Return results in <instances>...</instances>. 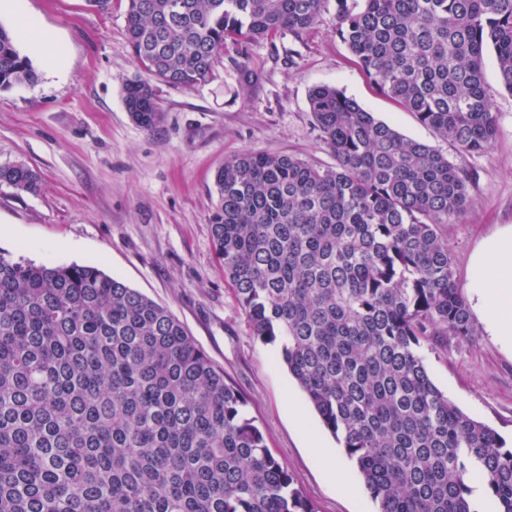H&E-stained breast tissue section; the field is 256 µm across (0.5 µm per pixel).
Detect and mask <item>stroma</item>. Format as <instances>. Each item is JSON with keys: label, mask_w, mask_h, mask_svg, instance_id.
I'll use <instances>...</instances> for the list:
<instances>
[{"label": "stroma", "mask_w": 512, "mask_h": 512, "mask_svg": "<svg viewBox=\"0 0 512 512\" xmlns=\"http://www.w3.org/2000/svg\"><path fill=\"white\" fill-rule=\"evenodd\" d=\"M26 7L64 46L66 72L53 76L37 59L35 84L0 90V166L22 162L41 178L36 194L0 184V253L36 264L93 265L167 307L243 394L268 448L318 512H376L353 462L278 348L252 335L224 278L208 224L217 202L214 174L246 150L335 166L308 94L317 85L336 86L467 174L465 214L439 227L456 279L466 284L481 241L512 225V94L493 55L484 56V77L498 134L482 154L437 138L371 85L335 33L334 0L300 33L245 50L226 44L205 83L186 89L155 82L164 119L146 130L122 101L124 83L145 75L125 37V0H112L105 13L87 0H26ZM422 356L437 387L511 446L512 349L483 331L474 343L445 338ZM317 445L335 456L356 494L343 492L320 465Z\"/></svg>", "instance_id": "stroma-1"}]
</instances>
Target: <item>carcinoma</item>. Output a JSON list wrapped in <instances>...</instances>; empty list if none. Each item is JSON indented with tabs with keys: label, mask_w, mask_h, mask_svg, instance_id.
Here are the masks:
<instances>
[{
	"label": "carcinoma",
	"mask_w": 512,
	"mask_h": 512,
	"mask_svg": "<svg viewBox=\"0 0 512 512\" xmlns=\"http://www.w3.org/2000/svg\"><path fill=\"white\" fill-rule=\"evenodd\" d=\"M126 2L149 78L122 100L151 130L163 118L151 80L203 83L227 41L298 34L328 0ZM346 4L336 34L374 87L461 150H489L483 57L512 93V0ZM37 79L0 26V90ZM308 102L336 167L247 151L215 174L210 234L252 335L280 348L376 512H512V447L421 356L441 336H477L437 231L465 213L468 177L335 86ZM0 182L39 189L24 163L1 166ZM0 512L317 510L167 308L92 265L0 253Z\"/></svg>",
	"instance_id": "obj_1"
}]
</instances>
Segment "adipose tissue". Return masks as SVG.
I'll list each match as a JSON object with an SVG mask.
<instances>
[{"label": "adipose tissue", "instance_id": "ef3b65f1", "mask_svg": "<svg viewBox=\"0 0 512 512\" xmlns=\"http://www.w3.org/2000/svg\"><path fill=\"white\" fill-rule=\"evenodd\" d=\"M1 14L13 18L19 38L51 73H62L63 46L28 12L25 0H0ZM468 289L488 334L512 347V225L485 239L474 253Z\"/></svg>", "mask_w": 512, "mask_h": 512}]
</instances>
